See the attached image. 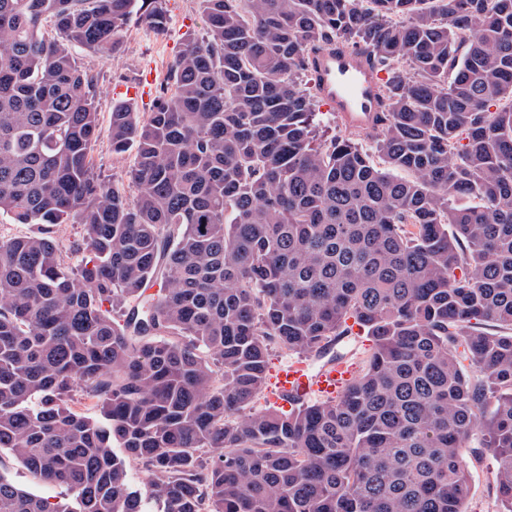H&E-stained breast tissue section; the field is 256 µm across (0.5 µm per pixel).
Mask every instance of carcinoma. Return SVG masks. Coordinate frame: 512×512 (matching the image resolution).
<instances>
[{"label": "carcinoma", "mask_w": 512, "mask_h": 512, "mask_svg": "<svg viewBox=\"0 0 512 512\" xmlns=\"http://www.w3.org/2000/svg\"><path fill=\"white\" fill-rule=\"evenodd\" d=\"M199 5L151 111L112 105L132 195L74 51L166 0H0V216L38 226L0 236V450L69 499L0 473V512H465L476 435L512 512V0ZM335 48L388 75L372 132L314 123ZM354 324L340 396L259 403Z\"/></svg>", "instance_id": "obj_1"}]
</instances>
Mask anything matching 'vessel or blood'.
Returning a JSON list of instances; mask_svg holds the SVG:
<instances>
[{
    "label": "vessel or blood",
    "mask_w": 512,
    "mask_h": 512,
    "mask_svg": "<svg viewBox=\"0 0 512 512\" xmlns=\"http://www.w3.org/2000/svg\"><path fill=\"white\" fill-rule=\"evenodd\" d=\"M312 74L324 109L335 114L344 130H373L384 77L366 63L361 52L335 49L321 54L312 62ZM355 372L354 365L346 361L311 365L289 358L277 371L274 397L280 402L334 397Z\"/></svg>",
    "instance_id": "1"
}]
</instances>
